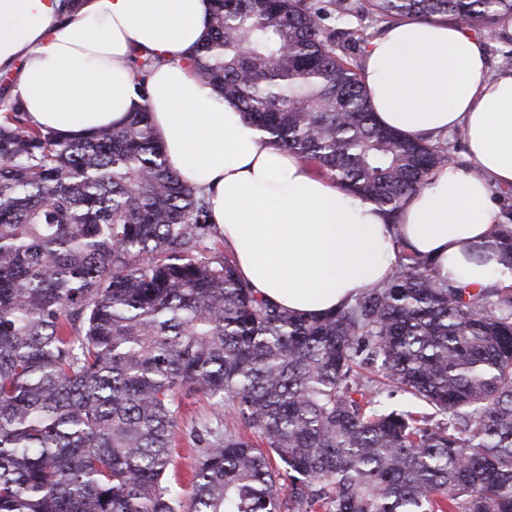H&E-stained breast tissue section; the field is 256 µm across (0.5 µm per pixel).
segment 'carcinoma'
Masks as SVG:
<instances>
[{"label": "carcinoma", "mask_w": 512, "mask_h": 512, "mask_svg": "<svg viewBox=\"0 0 512 512\" xmlns=\"http://www.w3.org/2000/svg\"><path fill=\"white\" fill-rule=\"evenodd\" d=\"M366 2L379 23L478 35L512 15V0ZM355 14L212 0L191 64L247 127L395 224L448 141L376 121ZM153 65L132 59L141 103L119 126L63 138L17 105L0 116V512H512V293L441 283L404 253L332 313L259 296L168 164ZM495 227L512 265V212ZM398 391L430 412L392 408ZM195 394L224 415L191 429L186 509L172 427Z\"/></svg>", "instance_id": "obj_1"}]
</instances>
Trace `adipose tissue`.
<instances>
[{
    "instance_id": "obj_1",
    "label": "adipose tissue",
    "mask_w": 512,
    "mask_h": 512,
    "mask_svg": "<svg viewBox=\"0 0 512 512\" xmlns=\"http://www.w3.org/2000/svg\"><path fill=\"white\" fill-rule=\"evenodd\" d=\"M211 0H0V76L30 123L65 137L120 123L138 97L129 61L155 58L149 106L170 167L202 192L239 274L285 309L326 313L386 283L395 249L435 276L512 288L488 188L512 187V70L487 78L467 27L405 19L365 47L361 79L377 119L421 138L465 132L471 166L436 167L397 221L244 128L192 72Z\"/></svg>"
}]
</instances>
